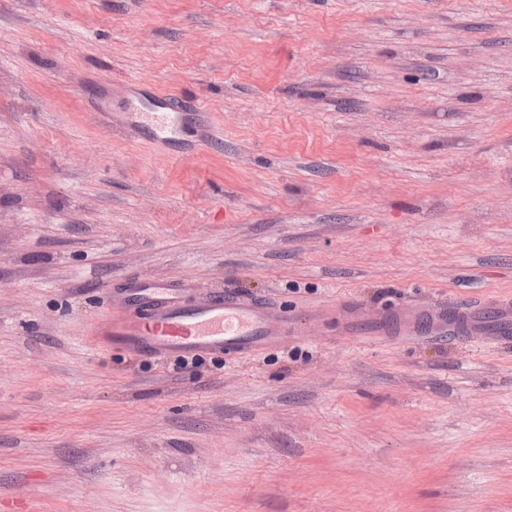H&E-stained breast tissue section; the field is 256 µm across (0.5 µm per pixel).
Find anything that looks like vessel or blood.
<instances>
[{"label":"vessel or blood","mask_w":512,"mask_h":512,"mask_svg":"<svg viewBox=\"0 0 512 512\" xmlns=\"http://www.w3.org/2000/svg\"><path fill=\"white\" fill-rule=\"evenodd\" d=\"M136 119L151 128L161 144L184 131L178 100L168 94L153 95ZM111 307L95 328V336L127 352L158 358L199 354L238 358L274 346L292 329L288 316L272 303L227 294L188 305L174 282L145 284L133 295L112 301ZM342 328L348 335L367 329L377 336L448 334L507 340L512 338V296L443 301L428 309L401 307L378 321L366 319L349 302L344 306Z\"/></svg>","instance_id":"obj_1"}]
</instances>
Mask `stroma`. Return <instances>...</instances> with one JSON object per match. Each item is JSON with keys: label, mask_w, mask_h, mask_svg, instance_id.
<instances>
[{"label": "stroma", "mask_w": 512, "mask_h": 512, "mask_svg": "<svg viewBox=\"0 0 512 512\" xmlns=\"http://www.w3.org/2000/svg\"><path fill=\"white\" fill-rule=\"evenodd\" d=\"M154 93L184 140L128 122ZM133 280L295 330L182 369L95 342ZM489 294L512 0H0V512H512V341L338 311Z\"/></svg>", "instance_id": "35a3bbf8"}]
</instances>
